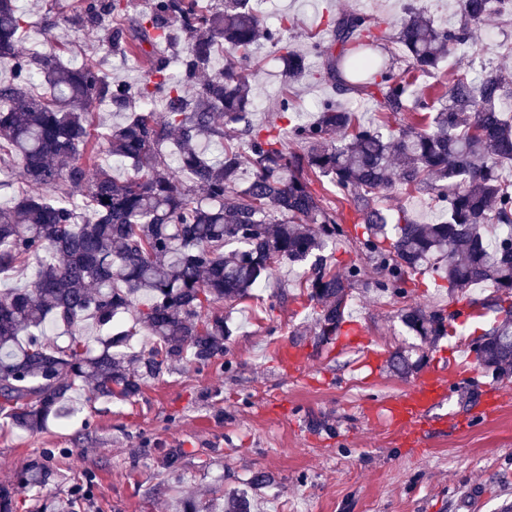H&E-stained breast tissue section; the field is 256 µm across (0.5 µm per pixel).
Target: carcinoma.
Listing matches in <instances>:
<instances>
[{
    "instance_id": "obj_1",
    "label": "carcinoma",
    "mask_w": 512,
    "mask_h": 512,
    "mask_svg": "<svg viewBox=\"0 0 512 512\" xmlns=\"http://www.w3.org/2000/svg\"><path fill=\"white\" fill-rule=\"evenodd\" d=\"M219 2L148 0L133 16L132 0H84L75 14L46 19L48 51L25 56L21 0H0V64L12 71L0 81V186L9 187L16 164L28 187L0 205V275L34 268L27 284L0 293V420L42 430L80 411L79 391L130 402L180 364L210 366L235 332L211 307L254 299L283 263L308 266L317 343L335 341L363 272L354 263L340 271L323 255L345 230L344 217L312 188L321 178L336 184L364 225L361 245L393 294L428 271L450 294L493 288L483 301H467L501 314L471 350L493 378H511L512 181L503 171L512 170V114L501 102L512 93V73L475 78L467 67L441 69L445 58L475 48L472 26L494 12L492 0H461L458 24L446 28L411 11L387 22V35L366 13L327 19L338 53L311 42L325 77L339 95L373 98L377 122L362 124L324 100L316 119L286 129L250 120L258 71L247 65L265 39L280 47L286 82L307 76V55L283 38L293 20L267 28L253 0ZM62 24L101 31L107 49L142 58L146 76L130 86L91 63H65V43L53 34ZM384 41L398 46L406 68L377 55ZM412 70L435 76L427 92L415 94ZM102 103L120 116L105 152L130 167L124 180L97 162L91 127ZM404 112L409 121L391 127ZM392 171L402 190L423 188L442 203L436 223L377 204ZM458 316L416 305L401 319L427 343L454 333ZM387 366L407 376L418 364L395 350ZM52 478L50 466L33 459L16 487L0 486V512H16V495H36ZM271 483L258 469L249 489L176 496L172 512H250L249 490Z\"/></svg>"
}]
</instances>
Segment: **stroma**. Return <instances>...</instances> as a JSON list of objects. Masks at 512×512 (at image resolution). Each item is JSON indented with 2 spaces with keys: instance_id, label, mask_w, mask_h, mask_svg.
<instances>
[{
  "instance_id": "35a3bbf8",
  "label": "stroma",
  "mask_w": 512,
  "mask_h": 512,
  "mask_svg": "<svg viewBox=\"0 0 512 512\" xmlns=\"http://www.w3.org/2000/svg\"><path fill=\"white\" fill-rule=\"evenodd\" d=\"M408 0H265L268 24L295 18L289 41L310 46L309 32L329 41L321 22L359 11L382 19L402 15ZM82 0H24L27 11L23 51H44L42 19L80 8ZM74 66L92 61L109 76L130 83L145 76L142 65L106 53L94 32L58 28ZM481 52L471 58L473 76L499 67L512 72V56L499 45H512V20L490 15L473 26ZM259 105L252 119L279 122L277 102L289 96L301 121L313 119L318 102L334 96L331 84L310 75L285 84L283 64L269 44L257 46ZM348 236L326 255L338 267L357 264L365 272L350 290L347 320L357 322L361 337L341 334L331 350L317 347L313 334L317 305L308 303L301 283L303 267L283 265L278 279L288 299L273 321L258 317L256 302L218 305L236 333L228 344L226 365L199 370L182 367L149 382L133 402L90 401L83 412L31 434L0 423V484L17 473L41 449H53L50 464L58 476L39 495H18L17 512H45L47 504L69 499L71 477L92 478L77 512H169V490L161 488V451L183 452L186 496L241 488L255 470L274 482L253 496L252 512H499L512 501V381H496L485 371L475 379L452 382L445 401L430 411L426 451L406 449L400 430L374 419L376 406L390 402L431 370H448L456 346L469 335L444 336L427 349L418 370L394 375L385 361L390 351L421 347L419 337L402 323V309L421 303L452 312L460 299L489 295L481 284L456 294L424 281L408 296L380 287L382 273L362 250V225L347 224ZM499 390L505 403L496 417L472 427L467 423L485 391Z\"/></svg>"
}]
</instances>
